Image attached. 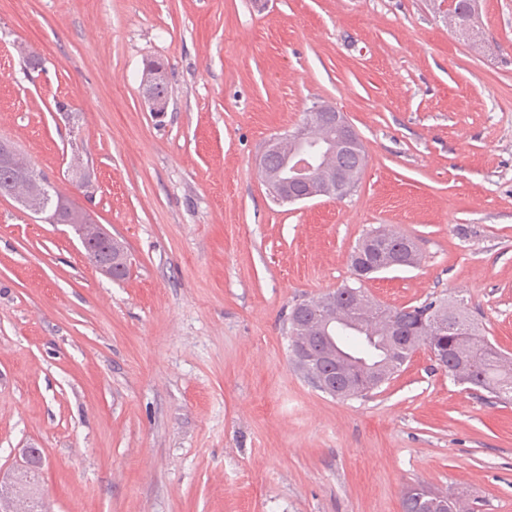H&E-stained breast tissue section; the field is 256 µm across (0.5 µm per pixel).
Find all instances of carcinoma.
<instances>
[{
  "label": "carcinoma",
  "mask_w": 512,
  "mask_h": 512,
  "mask_svg": "<svg viewBox=\"0 0 512 512\" xmlns=\"http://www.w3.org/2000/svg\"><path fill=\"white\" fill-rule=\"evenodd\" d=\"M8 163L18 176L10 181L0 177V197L34 195L37 186L23 175L28 162L13 145ZM409 241L410 238L383 227L365 233L351 254L357 290H362L364 281L393 260L415 266L419 253L416 248L409 249ZM301 304L310 305V309L300 324H295L293 313L287 317L293 361L303 373H308L297 356V347L309 339L317 340L316 330L329 326L330 339L325 349L333 352L348 372L347 389L334 394L336 398L368 395L391 379L419 347L426 346L454 358L455 363L448 365L454 380L500 402L512 401V367L480 336L479 327L464 309L451 300L430 299L404 308H382L375 304L357 307L353 305L350 287L344 286ZM439 313L463 326V330L449 333L432 325L431 318ZM443 508L446 512H460L458 497L421 484L411 487L402 500L403 512H437Z\"/></svg>",
  "instance_id": "1"
}]
</instances>
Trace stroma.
Wrapping results in <instances>:
<instances>
[{"instance_id": "stroma-1", "label": "stroma", "mask_w": 512, "mask_h": 512, "mask_svg": "<svg viewBox=\"0 0 512 512\" xmlns=\"http://www.w3.org/2000/svg\"><path fill=\"white\" fill-rule=\"evenodd\" d=\"M477 26L458 36L436 0H0V139L131 262L112 280L70 226L0 198V471L41 448L43 512H402L417 484L512 512V403L423 347L334 398L285 333L291 306L353 284L354 246L384 225L420 262L370 298L454 297L512 355V0H479ZM150 58L169 69L160 116ZM319 101L361 136L360 182L276 203L258 160ZM76 153L92 195L68 180ZM141 82L142 94L152 112H167L170 101L167 99L164 89L169 96L170 89L167 87L168 76L165 69L159 65L145 68ZM167 87V88H166Z\"/></svg>"}]
</instances>
